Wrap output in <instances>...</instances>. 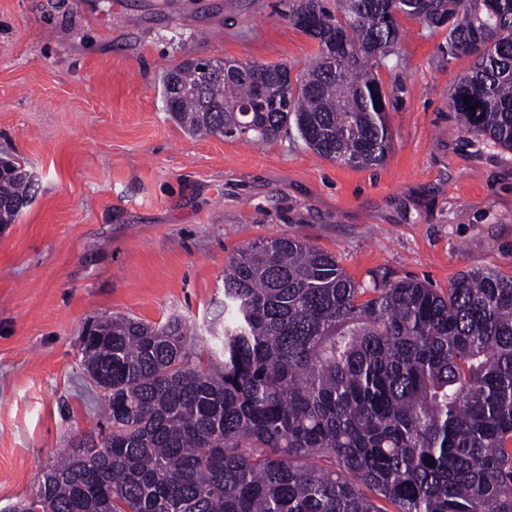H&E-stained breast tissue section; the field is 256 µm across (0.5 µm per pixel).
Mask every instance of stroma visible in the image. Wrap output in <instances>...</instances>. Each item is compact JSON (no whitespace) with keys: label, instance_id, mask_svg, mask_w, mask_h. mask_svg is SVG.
<instances>
[{"label":"stroma","instance_id":"stroma-1","mask_svg":"<svg viewBox=\"0 0 512 512\" xmlns=\"http://www.w3.org/2000/svg\"><path fill=\"white\" fill-rule=\"evenodd\" d=\"M280 0H0V157L40 190L0 226V512L88 433L105 393L82 365L85 327L113 315L205 325L242 247L295 236L363 286L458 273L512 276V151L448 106L471 58L401 18L380 72L403 82L385 162L355 168L296 129L260 145L186 134L162 96L187 59H254L299 74L317 45Z\"/></svg>","mask_w":512,"mask_h":512}]
</instances>
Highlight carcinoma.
<instances>
[{
    "label": "carcinoma",
    "instance_id": "1",
    "mask_svg": "<svg viewBox=\"0 0 512 512\" xmlns=\"http://www.w3.org/2000/svg\"><path fill=\"white\" fill-rule=\"evenodd\" d=\"M281 5L317 42L312 62L293 79L286 65L238 62L227 88L182 62L164 94L190 135L260 142L293 125L327 160L383 163L403 83L387 89L379 71L407 16L473 59L450 108L466 133L512 151V0ZM37 190L26 165L0 160V225ZM93 327L82 363L102 375L111 430L93 458L66 451L10 512H512V277L365 288L335 255L277 237L224 268L207 327L218 371L185 351L179 316Z\"/></svg>",
    "mask_w": 512,
    "mask_h": 512
}]
</instances>
